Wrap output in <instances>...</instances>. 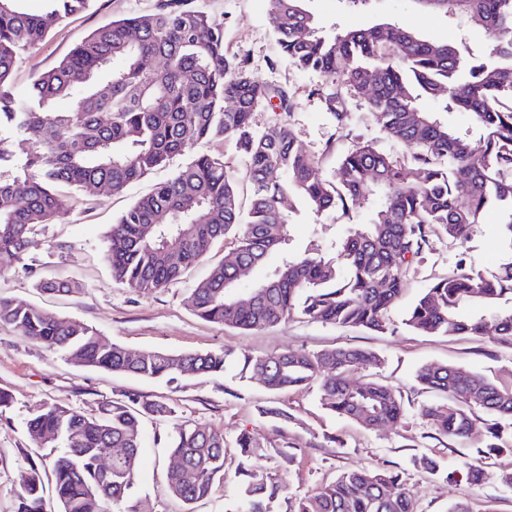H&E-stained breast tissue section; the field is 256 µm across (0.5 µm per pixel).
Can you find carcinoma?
Masks as SVG:
<instances>
[{
  "instance_id": "carcinoma-1",
  "label": "carcinoma",
  "mask_w": 512,
  "mask_h": 512,
  "mask_svg": "<svg viewBox=\"0 0 512 512\" xmlns=\"http://www.w3.org/2000/svg\"><path fill=\"white\" fill-rule=\"evenodd\" d=\"M21 2L0 0V168H12L11 176L0 175V272L25 266L34 228L71 211L73 197L57 193V185L77 192L102 184L119 192L179 157L169 177L111 225L104 258L116 283L148 292L181 279L229 238L235 241L230 255L253 266L279 254V264L253 287L260 300L249 307L236 304V264L210 265L186 297L192 314L206 322L261 330L298 311L313 322L382 333L386 311L400 299L409 270L424 261L431 239H464L490 208L507 215L504 244L512 254V0H412L428 13L479 17L494 42L481 55L391 22L325 33L305 0H270L280 53L298 70L350 91L373 86L370 109L386 138L406 149L400 160L373 141L361 142L331 174L287 124L252 130L258 103L276 98L287 113L291 97L259 85L248 60L225 50L224 24L194 0H157L149 13L94 30L39 73L26 97H15L8 79L19 54L91 0H46L41 15L25 12ZM64 98L70 108L54 111ZM448 111L469 116L480 149L469 132L448 126L442 117ZM11 132L30 144L21 159L10 148ZM227 139L246 160V213L224 155L189 154L199 144ZM291 199L296 205H285ZM301 207L316 217L340 210L355 229L337 246L297 249L292 225ZM36 287L72 293L81 285L41 278ZM2 322L84 366L145 379L222 374L228 357L223 349L129 350L85 323L7 297H0ZM406 325L428 335L488 336L512 348V260L489 276L457 264L424 289ZM382 362L362 348L285 350L246 356L243 371L271 392L315 389L327 410L376 428L402 422L400 396L387 383H351L347 374ZM415 380L444 396L424 410L436 434L467 436L472 410L479 408L498 418L488 428V452L509 449L502 440L512 435L511 389L440 364L422 367ZM144 418L172 423L168 448L192 472L187 479L168 471L171 493L188 506L211 495L224 480V432L185 419L176 405L131 397L86 415L46 403L29 413L25 428L37 446L62 449L49 462L59 512H112L129 496ZM235 447L233 512H275L281 499L285 512H415L402 477L384 464L296 495L252 470L250 461L267 452L255 436L239 435ZM109 455L112 467H101ZM13 493L16 512H48L38 465L18 471Z\"/></svg>"
}]
</instances>
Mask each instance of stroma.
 <instances>
[{"label":"stroma","instance_id":"35a3bbf8","mask_svg":"<svg viewBox=\"0 0 512 512\" xmlns=\"http://www.w3.org/2000/svg\"><path fill=\"white\" fill-rule=\"evenodd\" d=\"M154 4L155 0H93L88 9L53 26L41 45L20 56L9 77L13 93L26 94L36 73L52 67L88 33L149 11ZM195 4L223 22L229 54L248 57L256 81L287 89L292 97L293 107L287 113L260 103L252 115L256 132L289 124L299 143L321 157L329 172L358 142L372 140L386 146L367 93L335 88L322 74L297 71L281 57L273 37L269 0H195ZM307 7L327 32L338 26L395 21L434 41L463 43L484 51L492 46L479 19L421 15L407 0H372L368 9L357 12L350 11L343 0H308ZM331 91L337 92L349 114L345 126H336L327 109L325 95ZM165 176L161 169L120 193L90 187L76 195L66 218L39 227L31 235L24 267L0 275V295L87 323L108 341L132 349L176 353L223 349L235 358L285 349H370L382 357V365L355 370L350 381L379 379L392 385L402 395L406 416L395 427L366 429L324 409L316 390L274 393L253 380L239 378L234 367L221 376H181L172 382L92 369L31 341L14 325L0 323V390L14 398L13 406L0 412V512H14L11 487L18 470L31 463L45 464L55 454L54 449L36 447L29 438L25 429L29 412L50 402L94 414L103 401L130 393L174 403L184 417L223 430L229 445L224 481L216 485L209 499L195 504V512H229L237 483L233 443L243 432L255 435L268 448L267 455L256 460V472L293 491H311L342 472L384 464L402 473L417 512H448L459 501L466 502L471 512H512V488L496 479L498 473L512 472V451L490 458V476L484 483H472L457 471L462 461H477L485 450L491 416L473 411L475 424L467 438L436 435L423 415L434 396L414 379L421 366L442 363L482 373L496 385L510 388L512 349L486 337L422 335L404 323L409 307L428 286L430 277L447 273L460 261L491 275L512 259L500 239L496 212L472 225L461 242L433 241L425 260L411 271L402 298L390 309L384 332L312 323L296 314L271 329L243 331L201 320L186 309L185 294L205 275L208 264L148 293L113 282L104 260L110 226L134 199ZM348 230L342 214L315 217L303 213L292 227V237L295 245L303 247L316 238L328 243L341 241ZM45 277L73 279L81 289L52 297L35 286L36 280ZM269 408L286 411L288 420L267 417ZM168 430L166 424L143 421L141 462L133 491L123 505L125 512H186L184 503L167 486L166 475L173 462L167 448ZM287 444L295 448L290 462L275 453ZM425 455L439 461L437 473L420 465Z\"/></svg>","mask_w":512,"mask_h":512}]
</instances>
